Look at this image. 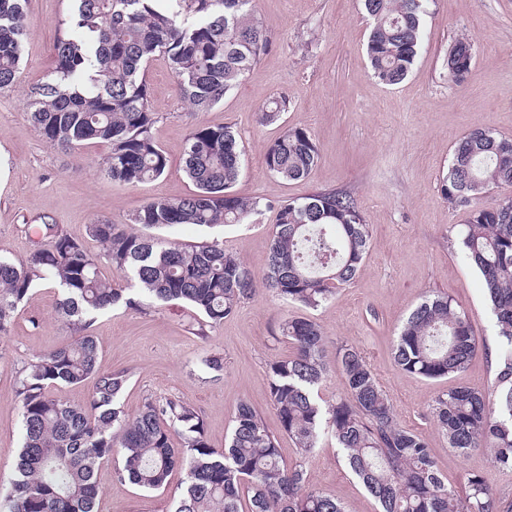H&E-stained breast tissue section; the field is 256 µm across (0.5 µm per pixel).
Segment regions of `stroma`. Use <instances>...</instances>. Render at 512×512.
Wrapping results in <instances>:
<instances>
[{
	"label": "stroma",
	"mask_w": 512,
	"mask_h": 512,
	"mask_svg": "<svg viewBox=\"0 0 512 512\" xmlns=\"http://www.w3.org/2000/svg\"><path fill=\"white\" fill-rule=\"evenodd\" d=\"M68 5L69 0H27L20 82L0 94V258L24 261L45 220L101 254L89 224L104 215L121 224L146 201L192 193L195 186L184 169L190 128L200 122L233 126L244 151L233 191L244 199L263 198L268 209L250 224L188 225L161 231V238L223 242L226 252L260 274L268 264L277 205L320 189L352 190L370 226L371 246L350 287L312 313L328 352L348 343L366 353L400 422L427 439L449 483L462 486L467 473L477 472L494 491L512 497V473L498 469L486 449L461 454L449 448L429 409L448 386L486 388L493 372L485 357L477 356L462 376L432 381L401 371L392 355L399 328L428 290L453 296L467 311L475 336L495 342L480 276L448 243L466 213L449 207L440 180L455 142L468 130L486 126L512 138V0H429L419 56L408 77L394 86L371 74L358 0H258L271 47L220 105L195 111L178 94L163 59L148 66L151 106L160 117L154 137L168 165L160 178L136 186L104 176L108 144L91 141L65 153L43 141L30 119L27 93L51 74L56 27ZM459 36L472 41L474 57L464 82L455 85L444 60ZM282 96L289 101L282 122L260 124L258 112ZM286 123L305 128L318 147L317 165L302 181L285 182L266 170V150ZM56 298L52 280L37 282L9 334L0 337L1 500L16 478L23 443L17 382L33 356L69 334L55 313ZM295 312L260 288L203 338L191 330L189 306L156 303L107 309L90 332L100 346V369L130 374L121 398L128 414L149 398L181 397L198 409L211 447L220 449L230 437L237 405L245 401L278 433L281 458L292 464L299 459L280 432L268 363L293 353L279 325ZM213 356L223 359V372L206 367ZM303 463L310 485L339 500L345 512H379L331 438H323ZM114 469L110 460L98 467L95 512H175L185 471L175 470L165 487L146 491L118 480Z\"/></svg>",
	"instance_id": "obj_1"
}]
</instances>
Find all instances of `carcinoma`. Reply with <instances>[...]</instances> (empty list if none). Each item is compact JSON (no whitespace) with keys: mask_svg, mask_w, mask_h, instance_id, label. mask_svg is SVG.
I'll return each instance as SVG.
<instances>
[{"mask_svg":"<svg viewBox=\"0 0 512 512\" xmlns=\"http://www.w3.org/2000/svg\"><path fill=\"white\" fill-rule=\"evenodd\" d=\"M25 2L0 0V93L18 83ZM72 2L73 11L58 26L52 77L30 91L27 109L39 136L57 149L72 151L91 140L109 144L102 171L126 184L157 179L167 168L153 135L158 117L145 79L150 62L164 58L178 93L205 111L223 102L271 46L256 0ZM360 2L369 21L366 55L373 76L397 85L422 48L429 0ZM472 60L471 41L456 38L446 57L448 81L461 84ZM287 111L288 99L281 97L262 109L259 122H277ZM317 160L313 138L298 126H284L266 151L268 172L285 181L308 177ZM241 169L237 131L198 124L185 146L193 194L149 201L125 224L96 220L89 233L102 245L99 256L45 222L24 262L0 260V337L8 335L36 282L48 277L58 286L57 317L71 330L59 346L30 360L16 386L24 442L3 512H93L95 471L114 456L120 457L116 477L144 490L161 488L174 469H186L175 512H243L244 491L250 493L248 512H344L335 498L310 486L303 468L326 435L380 512H512V499L494 492L478 473L467 474L462 489L448 485L426 438L398 421L356 346L336 347L346 395L321 405L315 392L329 372L325 336L305 315H291L280 326L293 354L268 363L273 409L300 455L295 464H284L276 436L245 401L222 450L209 445L201 414L179 397L148 399L127 416L121 396L129 375L99 369V345L88 329L101 311L136 300L101 279V260L151 299L189 305L202 316L195 332L204 336L252 298L259 282L273 297L315 310L351 285L366 259L370 225L347 190H319L280 204L260 278L217 240L162 243L132 228L252 223L270 204L233 193ZM501 185H512V138L488 127L467 131L453 148L441 192L452 208L466 211L457 239L463 259L481 276L496 351L475 336L451 295L435 292L411 312L392 355L399 369L427 380L462 375L480 353L494 359L490 386H451L434 398L430 413L449 448H485L500 469L512 471V198L484 202ZM85 383L92 386L85 405L47 392L49 386Z\"/></svg>","mask_w":512,"mask_h":512,"instance_id":"carcinoma-1","label":"carcinoma"}]
</instances>
